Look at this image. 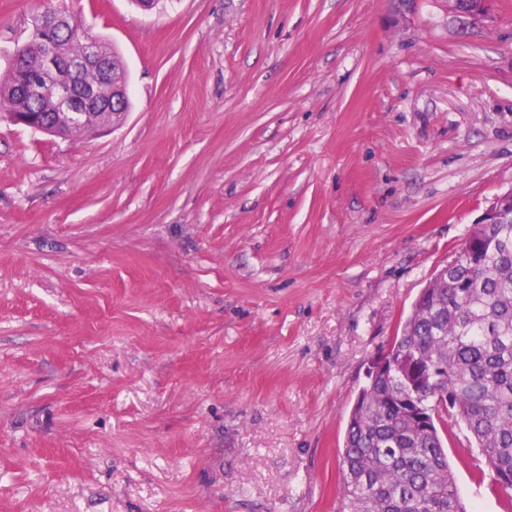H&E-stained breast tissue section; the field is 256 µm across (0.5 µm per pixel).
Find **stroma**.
<instances>
[{"label": "stroma", "instance_id": "1", "mask_svg": "<svg viewBox=\"0 0 512 512\" xmlns=\"http://www.w3.org/2000/svg\"><path fill=\"white\" fill-rule=\"evenodd\" d=\"M55 4L130 107L0 120V512H339L369 366L512 189V0ZM29 14L0 0V48Z\"/></svg>", "mask_w": 512, "mask_h": 512}]
</instances>
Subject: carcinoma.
Wrapping results in <instances>:
<instances>
[{
    "label": "carcinoma",
    "mask_w": 512,
    "mask_h": 512,
    "mask_svg": "<svg viewBox=\"0 0 512 512\" xmlns=\"http://www.w3.org/2000/svg\"><path fill=\"white\" fill-rule=\"evenodd\" d=\"M14 75L0 107L24 106ZM368 371L346 429L342 512H467L448 464V418L466 426L512 512V221L473 226Z\"/></svg>",
    "instance_id": "cac0c4a2"
}]
</instances>
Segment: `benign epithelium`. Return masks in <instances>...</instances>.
<instances>
[{"mask_svg": "<svg viewBox=\"0 0 512 512\" xmlns=\"http://www.w3.org/2000/svg\"><path fill=\"white\" fill-rule=\"evenodd\" d=\"M69 27L67 14L57 12L39 21L28 41L14 46L11 57H26L25 72L17 83L19 93L48 108L53 117L23 107L7 118L10 124L70 138L112 129L124 119L129 105L128 73L118 69L98 40L83 39L78 52L66 53L57 33ZM88 71L97 73V82H84ZM507 215H512L511 191L494 197L478 223L496 224Z\"/></svg>", "mask_w": 512, "mask_h": 512, "instance_id": "7a95c632", "label": "benign epithelium"}]
</instances>
